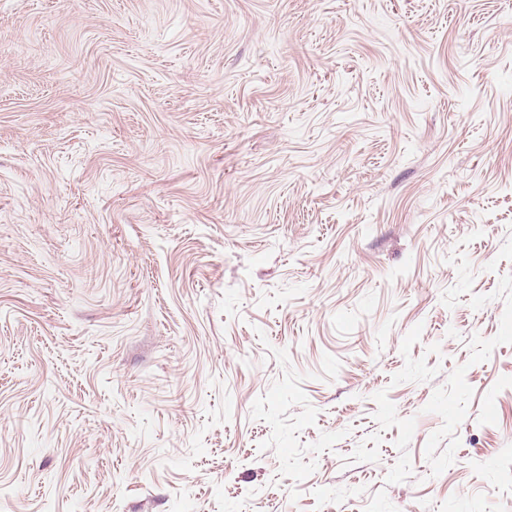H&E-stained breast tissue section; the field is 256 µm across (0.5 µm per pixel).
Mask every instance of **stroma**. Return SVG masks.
I'll return each instance as SVG.
<instances>
[{"label":"stroma","mask_w":512,"mask_h":512,"mask_svg":"<svg viewBox=\"0 0 512 512\" xmlns=\"http://www.w3.org/2000/svg\"><path fill=\"white\" fill-rule=\"evenodd\" d=\"M0 512H512V0H0Z\"/></svg>","instance_id":"35a3bbf8"}]
</instances>
